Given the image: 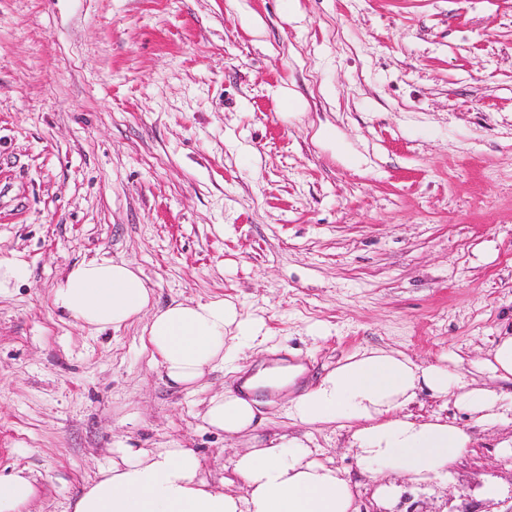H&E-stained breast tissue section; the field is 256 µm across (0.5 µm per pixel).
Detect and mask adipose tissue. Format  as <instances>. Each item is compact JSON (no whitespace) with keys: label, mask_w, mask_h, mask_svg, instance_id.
<instances>
[{"label":"adipose tissue","mask_w":512,"mask_h":512,"mask_svg":"<svg viewBox=\"0 0 512 512\" xmlns=\"http://www.w3.org/2000/svg\"><path fill=\"white\" fill-rule=\"evenodd\" d=\"M152 302V289L127 263L89 260L56 283L50 305L60 317L97 331L147 317L144 349L172 384L186 390L208 371L234 365L244 346L264 336L263 321L240 314L229 299L174 301L158 309ZM450 360L424 366L400 352L366 347L289 398L285 410L301 424L349 430L365 469L385 466L418 482L440 479L472 436L439 417L413 418L407 408L419 391L452 397L478 424L500 422L512 412V392L478 386L461 372V356ZM300 373L297 366L258 371L239 389L210 398L203 420L229 435L250 431L257 421L256 391L289 388ZM232 474L242 492L209 484L190 449L120 446L83 487L73 512H355L349 481L303 438L283 435L236 455ZM37 495L28 469L0 473V512H24Z\"/></svg>","instance_id":"adipose-tissue-1"}]
</instances>
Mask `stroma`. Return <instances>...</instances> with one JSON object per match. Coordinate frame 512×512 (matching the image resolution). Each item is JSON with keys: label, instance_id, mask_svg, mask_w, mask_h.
Here are the masks:
<instances>
[{"label": "stroma", "instance_id": "stroma-1", "mask_svg": "<svg viewBox=\"0 0 512 512\" xmlns=\"http://www.w3.org/2000/svg\"><path fill=\"white\" fill-rule=\"evenodd\" d=\"M0 472L69 512L117 445L190 448L213 483L282 435L351 480L360 512H506L512 423L475 424L448 476L365 472L348 431L265 390L255 433L202 419L235 386L167 384L141 323L92 332L51 308L73 265L129 263L154 302L232 299L314 383L366 346L421 365L487 358L512 330V0H0ZM29 275V266L19 255L0 259V295L8 294L10 288L27 281Z\"/></svg>", "mask_w": 512, "mask_h": 512}]
</instances>
